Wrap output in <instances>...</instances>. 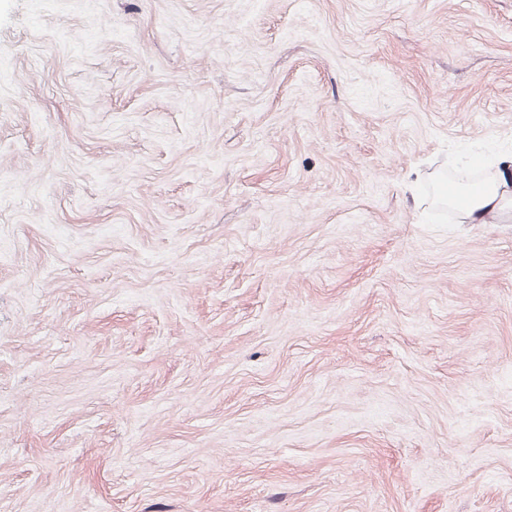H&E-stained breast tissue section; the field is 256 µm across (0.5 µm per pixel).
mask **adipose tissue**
Instances as JSON below:
<instances>
[{
  "mask_svg": "<svg viewBox=\"0 0 512 512\" xmlns=\"http://www.w3.org/2000/svg\"><path fill=\"white\" fill-rule=\"evenodd\" d=\"M512 220V156L499 162L495 178L461 209L465 224H497Z\"/></svg>",
  "mask_w": 512,
  "mask_h": 512,
  "instance_id": "ef3b65f1",
  "label": "adipose tissue"
}]
</instances>
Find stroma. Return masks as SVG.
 Returning <instances> with one entry per match:
<instances>
[{"mask_svg": "<svg viewBox=\"0 0 512 512\" xmlns=\"http://www.w3.org/2000/svg\"><path fill=\"white\" fill-rule=\"evenodd\" d=\"M512 0H0V512H512ZM512 156L499 162L495 178L461 208L464 224H497L512 220Z\"/></svg>", "mask_w": 512, "mask_h": 512, "instance_id": "1", "label": "stroma"}]
</instances>
